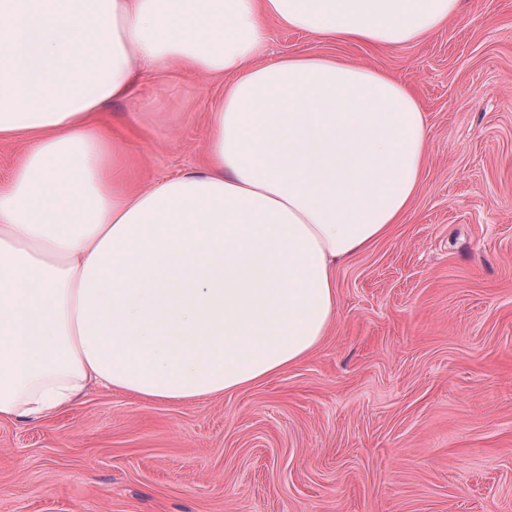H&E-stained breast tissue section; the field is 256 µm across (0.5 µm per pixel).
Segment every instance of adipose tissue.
<instances>
[{"mask_svg":"<svg viewBox=\"0 0 512 512\" xmlns=\"http://www.w3.org/2000/svg\"><path fill=\"white\" fill-rule=\"evenodd\" d=\"M459 0H0V420L88 384L188 402L312 353L335 270L386 237L425 178L414 93L330 55L263 63L268 22L394 48ZM164 72L226 76L203 169L122 188L99 120ZM25 150L26 144L21 141L0 140V184L10 179Z\"/></svg>","mask_w":512,"mask_h":512,"instance_id":"adipose-tissue-1","label":"adipose tissue"}]
</instances>
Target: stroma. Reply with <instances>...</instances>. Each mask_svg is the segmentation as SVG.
Listing matches in <instances>:
<instances>
[{
  "label": "stroma",
  "instance_id": "stroma-1",
  "mask_svg": "<svg viewBox=\"0 0 512 512\" xmlns=\"http://www.w3.org/2000/svg\"><path fill=\"white\" fill-rule=\"evenodd\" d=\"M293 54L413 89L428 161L404 222L337 268L327 335L268 380L1 420L0 512H512V0L383 50L271 27L266 62ZM224 84L167 73L102 113L129 186L203 166Z\"/></svg>",
  "mask_w": 512,
  "mask_h": 512
}]
</instances>
